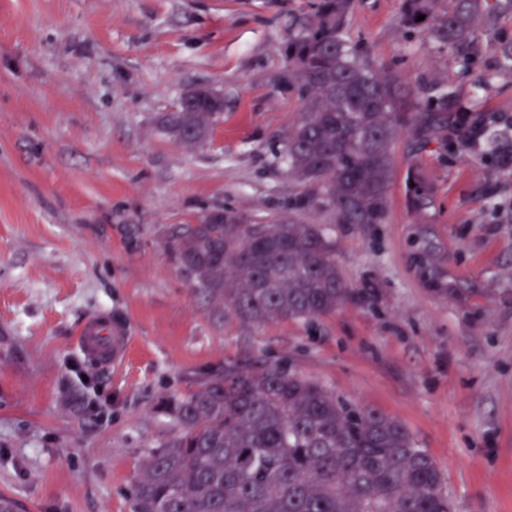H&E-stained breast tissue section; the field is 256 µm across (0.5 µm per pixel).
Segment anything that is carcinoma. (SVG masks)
<instances>
[{
  "instance_id": "cac0c4a2",
  "label": "carcinoma",
  "mask_w": 512,
  "mask_h": 512,
  "mask_svg": "<svg viewBox=\"0 0 512 512\" xmlns=\"http://www.w3.org/2000/svg\"><path fill=\"white\" fill-rule=\"evenodd\" d=\"M432 0H405L403 24L431 16ZM434 18L439 41L471 62L481 0H452ZM352 0H316L311 21L288 37V81L302 101L282 158L304 187L288 201V219L256 224L226 210L213 221L182 224L169 251L213 315L263 325L310 321L355 296L336 262L328 224L296 213L326 208L338 224H381L388 210L391 145L406 117L394 81L344 36ZM193 109L166 113L177 140H205L224 104L207 87ZM454 93L434 88L412 119L420 139L459 133ZM500 169L512 171V138L486 127ZM448 295L442 274L425 277ZM165 413L179 433L152 449L133 489V512H454L445 477L406 426L377 409L358 410L322 384L270 364L228 362L198 387L170 399Z\"/></svg>"
}]
</instances>
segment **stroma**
Returning a JSON list of instances; mask_svg holds the SVG:
<instances>
[{
	"mask_svg": "<svg viewBox=\"0 0 512 512\" xmlns=\"http://www.w3.org/2000/svg\"><path fill=\"white\" fill-rule=\"evenodd\" d=\"M478 60L403 26V0H353L345 36L402 90L448 87L512 122V10L484 0ZM314 0H0V496L15 512H132L163 403L233 361L275 363L397 418L446 478L454 512H512V175L460 140L401 129L381 224L332 225L361 297L308 322L215 319L167 238L218 207L266 218L300 191L281 154L302 102L284 46ZM224 98L205 142L159 118L188 90ZM429 202L411 203L415 185ZM449 287L430 294L425 242ZM99 310L128 358L76 344Z\"/></svg>",
	"mask_w": 512,
	"mask_h": 512,
	"instance_id": "stroma-1",
	"label": "stroma"
}]
</instances>
